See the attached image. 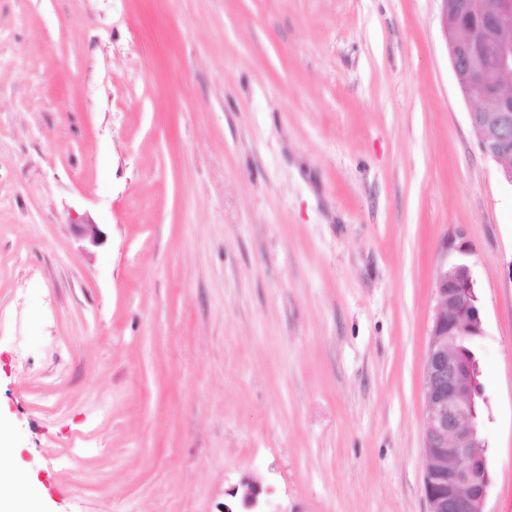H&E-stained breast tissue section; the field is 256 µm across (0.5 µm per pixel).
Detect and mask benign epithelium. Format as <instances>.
Wrapping results in <instances>:
<instances>
[{
  "label": "benign epithelium",
  "mask_w": 512,
  "mask_h": 512,
  "mask_svg": "<svg viewBox=\"0 0 512 512\" xmlns=\"http://www.w3.org/2000/svg\"><path fill=\"white\" fill-rule=\"evenodd\" d=\"M440 26L457 85L474 101L469 123L482 153L512 186V0H439ZM92 246L105 241L96 224L75 225ZM435 305L424 366V494L428 512H484L491 475L483 417L475 400L479 370L461 355L465 336H482L477 282L462 260L444 263L434 281ZM224 512H282L263 489L245 481Z\"/></svg>",
  "instance_id": "1"
}]
</instances>
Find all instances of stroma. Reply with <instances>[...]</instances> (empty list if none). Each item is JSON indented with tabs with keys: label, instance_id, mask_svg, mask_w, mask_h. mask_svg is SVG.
<instances>
[{
	"label": "stroma",
	"instance_id": "1",
	"mask_svg": "<svg viewBox=\"0 0 512 512\" xmlns=\"http://www.w3.org/2000/svg\"><path fill=\"white\" fill-rule=\"evenodd\" d=\"M472 108L438 0H0V426L44 512H222L245 479L428 512L461 256L512 512V186Z\"/></svg>",
	"mask_w": 512,
	"mask_h": 512
}]
</instances>
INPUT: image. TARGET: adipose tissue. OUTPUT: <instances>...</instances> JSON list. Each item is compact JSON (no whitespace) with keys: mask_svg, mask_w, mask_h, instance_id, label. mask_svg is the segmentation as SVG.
I'll return each instance as SVG.
<instances>
[{"mask_svg":"<svg viewBox=\"0 0 512 512\" xmlns=\"http://www.w3.org/2000/svg\"><path fill=\"white\" fill-rule=\"evenodd\" d=\"M17 453L9 433L0 428V512H37L43 490L24 476Z\"/></svg>","mask_w":512,"mask_h":512,"instance_id":"adipose-tissue-1","label":"adipose tissue"}]
</instances>
